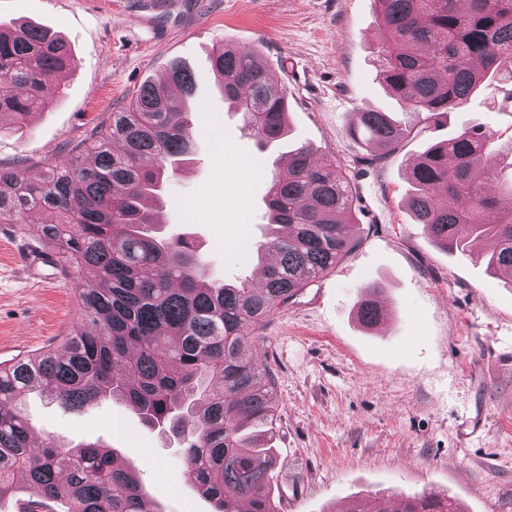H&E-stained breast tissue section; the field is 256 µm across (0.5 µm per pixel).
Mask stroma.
Returning <instances> with one entry per match:
<instances>
[{
  "instance_id": "obj_1",
  "label": "stroma",
  "mask_w": 512,
  "mask_h": 512,
  "mask_svg": "<svg viewBox=\"0 0 512 512\" xmlns=\"http://www.w3.org/2000/svg\"><path fill=\"white\" fill-rule=\"evenodd\" d=\"M23 22L72 54L45 111L0 122V167L34 179L85 157L112 111L192 59L194 150L164 182V228L197 246L213 277L251 279L275 155L312 145L352 185L358 245L272 314L251 347L272 376V494L283 512L426 490L465 512H512V280L487 268L489 248L436 246L406 206L410 159L471 128L496 134L498 177L512 180V102L479 94L440 124L422 121L382 83L374 0H165L155 10L150 0H0V25ZM227 43L258 49L286 88L283 140L259 147L224 100L211 57ZM367 109L412 126L394 157L374 160L368 139L349 134ZM37 245L34 224H0V362L61 346L79 317L77 271L31 262ZM369 283L388 306L383 333L358 316ZM20 408L36 439L117 449L160 512H213L182 476L179 442L126 404L73 413L32 391Z\"/></svg>"
}]
</instances>
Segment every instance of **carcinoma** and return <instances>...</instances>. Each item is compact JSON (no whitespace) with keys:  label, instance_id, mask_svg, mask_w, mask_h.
I'll return each mask as SVG.
<instances>
[{"label":"carcinoma","instance_id":"cac0c4a2","mask_svg":"<svg viewBox=\"0 0 512 512\" xmlns=\"http://www.w3.org/2000/svg\"><path fill=\"white\" fill-rule=\"evenodd\" d=\"M385 36L382 79L423 120L436 123L483 88L512 99V0H375ZM71 64L65 42L21 23L0 27V118L24 123L45 108L44 89ZM224 99L242 110L260 144L286 128L287 92L267 81L259 56L233 44L213 52ZM194 76L181 64L163 83H147L93 134L89 156L56 163L39 179L0 167V224L39 211L38 240L63 268L81 271V313L65 345L0 363V500L27 490L23 512H157L156 503L115 449L53 440L35 444L17 407L37 390L65 410L123 401L140 421L183 439L184 476L213 512H278L273 459L263 437L276 411L267 365L246 353L253 333L358 244L353 192L336 163L311 145L294 150L272 176L265 205L271 233L256 251L276 264L259 283H224L201 274L181 237L155 231L152 198L190 153L184 99ZM366 133L376 160L393 156L411 129L390 113L353 115L350 134ZM495 134L466 130L430 148L412 167L407 207L444 249L497 240L492 263L512 270V210L494 186ZM359 316H383L365 288ZM393 512H462L434 491L396 497Z\"/></svg>","mask_w":512,"mask_h":512}]
</instances>
